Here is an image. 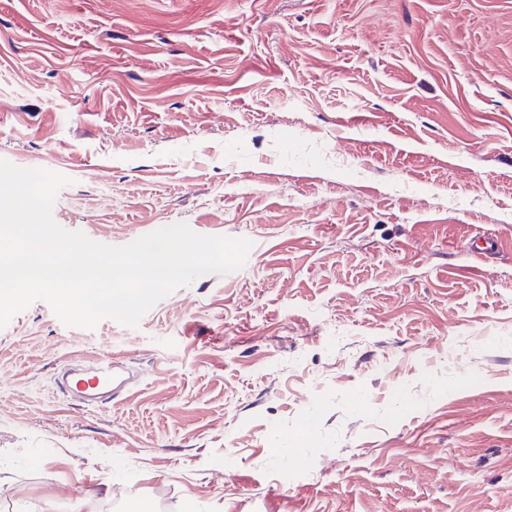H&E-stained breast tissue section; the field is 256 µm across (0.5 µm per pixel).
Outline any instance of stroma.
<instances>
[{"mask_svg": "<svg viewBox=\"0 0 512 512\" xmlns=\"http://www.w3.org/2000/svg\"><path fill=\"white\" fill-rule=\"evenodd\" d=\"M0 160L100 243H252L0 328V512H512V0H0ZM75 370L64 368V384L66 390L78 396L87 405H97L110 401L120 395L122 387L130 378H123L118 362L110 356H103L86 370L88 376L80 380L76 388L81 392H74L70 387L71 375ZM81 385H78L79 383Z\"/></svg>", "mask_w": 512, "mask_h": 512, "instance_id": "obj_1", "label": "stroma"}]
</instances>
